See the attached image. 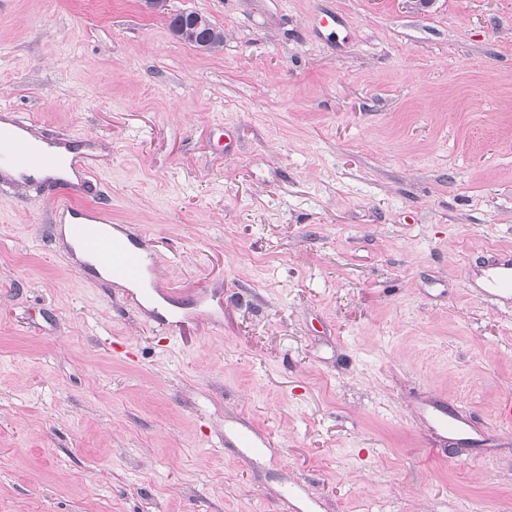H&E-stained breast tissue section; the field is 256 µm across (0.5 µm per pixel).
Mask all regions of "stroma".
<instances>
[{"label": "stroma", "mask_w": 512, "mask_h": 512, "mask_svg": "<svg viewBox=\"0 0 512 512\" xmlns=\"http://www.w3.org/2000/svg\"><path fill=\"white\" fill-rule=\"evenodd\" d=\"M1 109L96 143L186 323L80 270L56 189H0V512H512V295L479 276L512 255V0H0ZM430 399L482 436L433 443ZM210 27L207 16L199 12H191L176 18L172 32L178 39L192 44L201 51L214 50ZM224 442L237 448H251L254 454L260 453L264 448H271L268 435L251 426L245 431H235L231 438L224 436Z\"/></svg>", "instance_id": "obj_1"}]
</instances>
